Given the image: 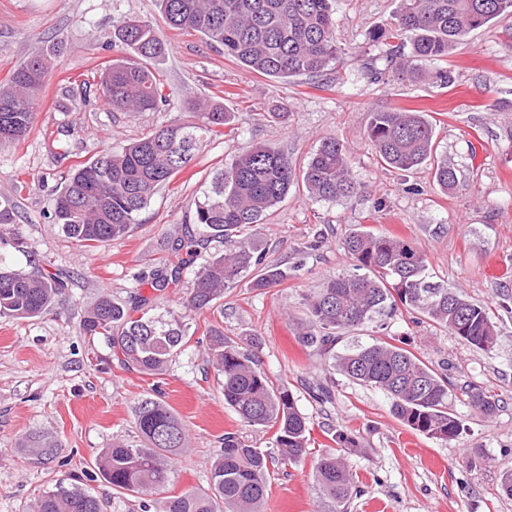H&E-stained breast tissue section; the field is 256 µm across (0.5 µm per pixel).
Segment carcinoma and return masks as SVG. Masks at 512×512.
Instances as JSON below:
<instances>
[{"instance_id":"obj_1","label":"carcinoma","mask_w":512,"mask_h":512,"mask_svg":"<svg viewBox=\"0 0 512 512\" xmlns=\"http://www.w3.org/2000/svg\"><path fill=\"white\" fill-rule=\"evenodd\" d=\"M169 25L199 34L211 47L224 50L243 67L266 77L319 78L336 61L333 0H156ZM512 15V0H401L384 28L368 32V40L386 46V70L374 73L397 84L428 79L442 88L454 84L453 72L440 67L470 33ZM58 41L13 70L0 84V144L25 138L36 119L37 96L51 61L63 52ZM121 56L104 66L97 82L82 81L114 112H150L166 104L152 62L165 57L168 44L149 21L125 17L112 35ZM195 122H174L150 131L118 150H104L70 170L53 198L50 218L65 237L83 247H102L126 236L139 223L154 195L189 163L192 154L216 129L232 121L224 106L208 100L187 102ZM380 161L409 173L434 158V128L416 110L379 109L369 113L365 128ZM434 179L446 192L456 183L454 169L434 165ZM302 184L310 198L333 202L357 196L363 185L350 169L343 143L334 137L320 142L302 166L285 151L255 143L217 171L196 203L193 223L174 250L212 253L194 274L188 311L211 310L224 292L247 281L264 291L288 273L265 263L250 230L262 224L290 189ZM344 248L355 272L330 278L302 295L307 321L299 341L332 361L348 380L378 388L391 399L392 414L428 437L452 441L460 421L448 411V376L421 361L409 349L389 341L357 345L338 354L339 332L358 328L404 308L421 314L462 342L490 351L496 326L486 306L468 299L457 286L432 280L426 255L408 239L374 232H350ZM182 267L160 271L150 288L162 292L180 278ZM63 284L46 274L12 268L0 260V316L31 319L55 301ZM86 335L104 336L120 365L149 376L165 374L188 339L185 313L154 312L149 299L136 296L118 303L103 296L80 322ZM208 362L216 371L224 403L247 425L271 434L276 452L264 451L236 432L224 433V448L210 464L208 488L165 500L162 512H261L274 464L295 461L307 453L313 427L288 387L260 369L256 341L239 343L218 327L207 330ZM471 407L483 418L499 410L489 392L467 391ZM141 436L133 447L114 443L96 459L101 477L112 489L142 493L166 486L175 457L187 447L185 427L160 398L141 400L135 414ZM322 497L343 512L356 484L343 457L331 448L316 466ZM30 512H103L100 501L78 487L58 486L40 495Z\"/></svg>"}]
</instances>
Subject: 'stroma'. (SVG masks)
Returning a JSON list of instances; mask_svg holds the SVG:
<instances>
[{"label":"stroma","mask_w":512,"mask_h":512,"mask_svg":"<svg viewBox=\"0 0 512 512\" xmlns=\"http://www.w3.org/2000/svg\"><path fill=\"white\" fill-rule=\"evenodd\" d=\"M399 5L335 0L340 52L318 88L302 77L284 82L248 71L198 34L166 25L155 0H0V82L41 47L58 40L65 45L40 92L32 130L20 142L0 145V202L9 201L17 213L0 243V259L64 282L53 309L41 317H0V512H29L40 493L60 485L88 491L104 512H159L167 497L207 487L225 432L269 448V435L246 426L224 403L207 361L211 325L233 339L256 340L262 371L292 391L314 426L308 453L272 469L264 512H332L319 494L315 468L339 430L359 443L342 453L360 489L347 512H512V498L498 488L500 472L512 467V18L457 45L448 58L452 88L427 80L397 85L371 73L369 63L384 47L367 33L387 26ZM127 16L150 21L169 43L168 56L154 68L168 102L136 115L83 102L68 88L69 80L93 76L115 57L112 31ZM190 96L221 103L232 123L203 142L127 236L101 248L65 237L49 217L62 176L104 149H119L176 120L191 122ZM386 108L426 113L439 161L456 171L453 190L442 192L432 169L406 175L381 165L365 124L369 112ZM328 137L345 145L364 190L325 202L294 188L253 227L266 262L286 268L287 281L264 292L239 284L225 293L220 316L189 313L190 340L163 376L121 369L105 337L82 333L85 310L103 294L118 302L141 294L158 309L183 310L202 259L174 252L173 243L191 223L214 171L253 143L275 145L301 164ZM54 139L65 151L51 147ZM358 227L416 242L435 281L460 286L488 307L497 326L489 352L412 311L349 332L342 341L349 347L403 339L426 364L445 368L453 385L448 409L464 426L453 441L411 430L393 416L384 392L352 383L298 340L302 294L352 271L344 239ZM165 256L183 271L156 294L149 282ZM320 382L331 386V400L314 397ZM471 386L497 395L494 417L483 419L472 409L464 394ZM156 390L191 445L165 488L116 494L94 459L113 441L138 443L136 406ZM40 440L57 443L54 457L39 453Z\"/></svg>","instance_id":"1"}]
</instances>
